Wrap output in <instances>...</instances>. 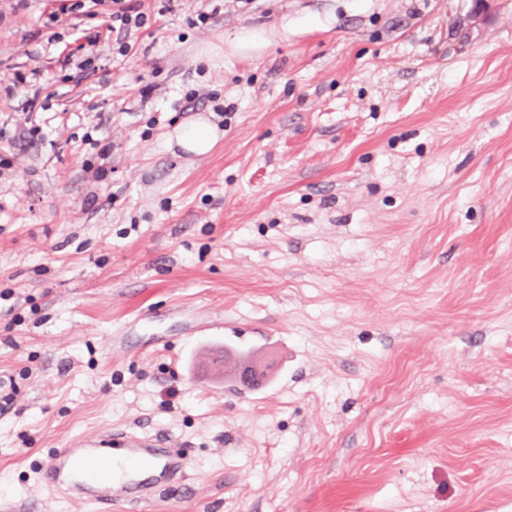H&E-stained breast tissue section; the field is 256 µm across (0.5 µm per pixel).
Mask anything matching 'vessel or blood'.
I'll return each instance as SVG.
<instances>
[{"mask_svg":"<svg viewBox=\"0 0 512 512\" xmlns=\"http://www.w3.org/2000/svg\"><path fill=\"white\" fill-rule=\"evenodd\" d=\"M189 474V458L174 441L106 429L53 452L41 482L58 499L89 503L96 512H116L125 504L149 512L168 481Z\"/></svg>","mask_w":512,"mask_h":512,"instance_id":"obj_1","label":"vessel or blood"}]
</instances>
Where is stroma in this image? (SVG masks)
I'll list each match as a JSON object with an SVG mask.
<instances>
[{
	"instance_id": "stroma-1",
	"label": "stroma",
	"mask_w": 512,
	"mask_h": 512,
	"mask_svg": "<svg viewBox=\"0 0 512 512\" xmlns=\"http://www.w3.org/2000/svg\"><path fill=\"white\" fill-rule=\"evenodd\" d=\"M80 2L0 0V498L94 512L37 467L109 427L190 450L150 512H512V0ZM137 1L138 0L112 1V32L116 30L114 23L119 24V31L125 29L128 32L132 26L136 28L142 27L145 16L144 13L139 10ZM220 134L215 123L207 117L198 116L188 123L177 126L169 133V138L175 139L176 144L183 150L203 155L213 148Z\"/></svg>"
}]
</instances>
